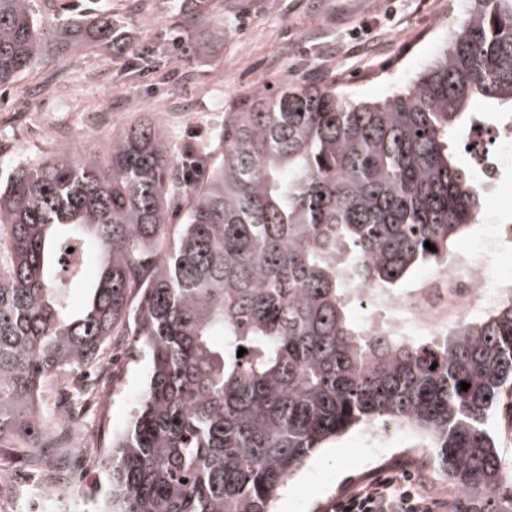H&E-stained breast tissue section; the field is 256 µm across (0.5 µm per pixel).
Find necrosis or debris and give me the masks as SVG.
Listing matches in <instances>:
<instances>
[{"instance_id":"necrosis-or-debris-1","label":"necrosis or debris","mask_w":512,"mask_h":512,"mask_svg":"<svg viewBox=\"0 0 512 512\" xmlns=\"http://www.w3.org/2000/svg\"><path fill=\"white\" fill-rule=\"evenodd\" d=\"M499 274L491 272L479 249L467 247L447 263L431 271L415 288L399 293L361 290L359 297L372 314V330L395 334L437 336L443 330L466 319L473 311L489 307L501 294ZM112 376V355L104 353L81 378V396L63 404L62 415L69 425V441L84 448L104 445L102 428L87 429L80 422L88 415H99L101 394Z\"/></svg>"}]
</instances>
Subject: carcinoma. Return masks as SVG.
Instances as JSON below:
<instances>
[{"label":"carcinoma","instance_id":"obj_1","mask_svg":"<svg viewBox=\"0 0 512 512\" xmlns=\"http://www.w3.org/2000/svg\"><path fill=\"white\" fill-rule=\"evenodd\" d=\"M118 41L108 16L0 0V86L73 44ZM474 99L512 113V0H477L434 63L381 101L257 87L224 113L202 179L174 182L155 122L99 154L63 144L15 169L0 183V438L37 447L43 387L130 336L149 372L104 464L106 512H271L312 453L375 424L426 440L454 512H512L492 431L512 391V298L428 340L349 315L356 289L439 267L477 223L481 190L452 146ZM175 193L186 209L169 248ZM79 242L99 272L75 310L83 273L56 269Z\"/></svg>","mask_w":512,"mask_h":512}]
</instances>
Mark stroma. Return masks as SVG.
Returning a JSON list of instances; mask_svg holds the SVG:
<instances>
[{
    "instance_id": "stroma-1",
    "label": "stroma",
    "mask_w": 512,
    "mask_h": 512,
    "mask_svg": "<svg viewBox=\"0 0 512 512\" xmlns=\"http://www.w3.org/2000/svg\"><path fill=\"white\" fill-rule=\"evenodd\" d=\"M42 16L83 19L105 13L123 35V49L76 46L59 61L39 65L0 87V178L22 164L53 157L61 144L80 153L101 152L113 135L155 118L173 160L214 149L224 115L246 108L260 85H318L347 97L377 100L428 68L459 29L474 0H37ZM366 27V44L350 38ZM476 128L498 157L504 183L483 186L487 220L471 226L465 242L485 245L488 262L511 269L512 254L499 251L494 227L512 224V148L503 149L499 116L489 104L475 107ZM113 370L121 379L104 394L107 433L129 423L147 375V357L130 337H114ZM350 430L314 453L273 502V512H330L381 470L418 459L431 493L447 499L448 482L432 449L405 429L387 433L383 465H376ZM109 448L71 449L85 484L65 489L82 512H99L107 496L103 462ZM0 467L12 471L0 497L14 502L39 473L29 456L0 441Z\"/></svg>"
}]
</instances>
